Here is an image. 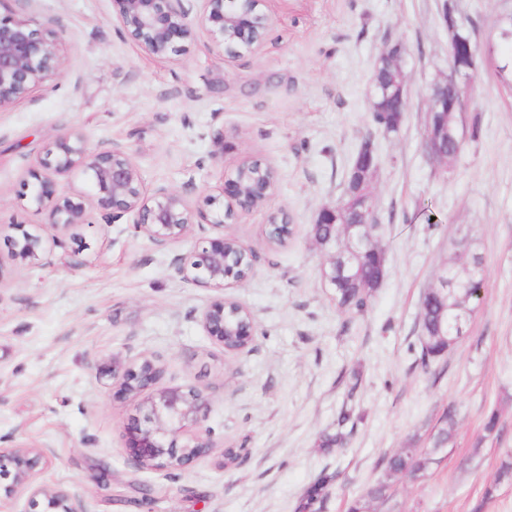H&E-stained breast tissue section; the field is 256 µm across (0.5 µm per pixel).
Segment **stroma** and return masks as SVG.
<instances>
[{
  "label": "stroma",
  "mask_w": 512,
  "mask_h": 512,
  "mask_svg": "<svg viewBox=\"0 0 512 512\" xmlns=\"http://www.w3.org/2000/svg\"><path fill=\"white\" fill-rule=\"evenodd\" d=\"M445 0H268L261 49L225 55L200 28L167 60L123 34L112 0H22L25 17L59 39L62 74L0 112V448L48 447L36 480L78 488L88 512H295L320 475L335 476L322 512L383 478V456L424 448L436 420L457 413L453 447L421 482L393 479L376 512H471L512 455V91L479 62L465 92L482 135L440 169L422 143L428 92L448 73ZM401 43L408 110L398 132L370 121L372 77L384 48ZM89 148L118 145L146 188H182L203 204L237 166L276 168L265 209L159 246L125 222L93 213L71 253L17 268L7 258L16 225H42L22 181L57 129ZM231 148L214 159L215 136ZM377 148L371 178L386 273L369 311L339 310L322 279L326 252L310 226L335 206L365 136ZM285 210L294 236L266 239L269 212ZM232 236L254 249L249 277L225 290L178 274L197 238ZM470 235L487 271L469 334L422 367V294ZM80 267H72V259ZM253 314L255 340L228 352L200 316L218 295ZM159 361L161 385L209 400L211 451L179 469L135 465L126 433L133 404L101 372L112 357ZM499 434L484 439L490 409ZM356 414L343 448L322 449L342 410Z\"/></svg>",
  "instance_id": "obj_1"
}]
</instances>
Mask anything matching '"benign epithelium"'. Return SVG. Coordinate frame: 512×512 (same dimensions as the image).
<instances>
[{"instance_id":"benign-epithelium-1","label":"benign epithelium","mask_w":512,"mask_h":512,"mask_svg":"<svg viewBox=\"0 0 512 512\" xmlns=\"http://www.w3.org/2000/svg\"><path fill=\"white\" fill-rule=\"evenodd\" d=\"M20 0H0V112L25 99L47 78L62 73L58 41L46 24L36 23L20 15L12 4ZM198 24L211 41L231 57L254 53L262 46L270 26L264 10L266 0H202ZM116 18L126 34L150 57L168 59L181 51L182 40L189 32V13L183 0H113ZM448 44L468 47L466 62L460 67H448V76L434 84L428 96V112L424 147L440 167L448 166L444 142L455 137L448 127V113L465 110L463 94L448 100V85H462L477 66V43L471 33L459 34L456 4L445 13ZM402 52L397 43L387 49L383 58L389 62V82L377 90L397 106L408 102L406 76L399 64ZM253 166L244 161L234 176L222 185L229 201L225 211L218 213L197 207L187 193L158 185L148 191L140 168L120 146L91 150L84 135L77 129L57 130L53 146L27 176L33 180L32 203L46 215L42 229L22 232L15 241L12 261L25 266L40 256L55 250L68 251L67 231L78 224L88 223L86 202L94 201L108 223L124 216L133 219L136 232L157 245H166L187 238L193 227L211 224L222 227L240 212H252L265 207L275 196L277 187L268 183H253L244 187L241 174ZM84 172L89 179V193L59 194L55 178L74 171ZM349 222L343 225L347 243L338 251L353 253L370 247L371 237L365 225L375 223L376 204L373 192L362 191L354 198ZM336 251V252H338ZM336 252L328 254L324 269L325 280L336 284ZM255 252L231 236L202 238L196 241L190 267L176 266L177 273L198 286L217 290L232 283H241L245 273L234 271L253 267ZM234 305L250 314L241 303L231 298L214 300L201 314V323L210 339L224 345V310ZM162 370L143 358L133 365L112 358L108 374L118 392L135 402L136 415L126 439V451L140 467L174 468L185 466L207 453L212 447L201 433L208 414V401L202 392L185 386L156 387ZM43 446L18 445L0 450V512H15L14 503L22 492H29V512H86L83 495L74 488L33 485L37 468L47 457Z\"/></svg>"}]
</instances>
